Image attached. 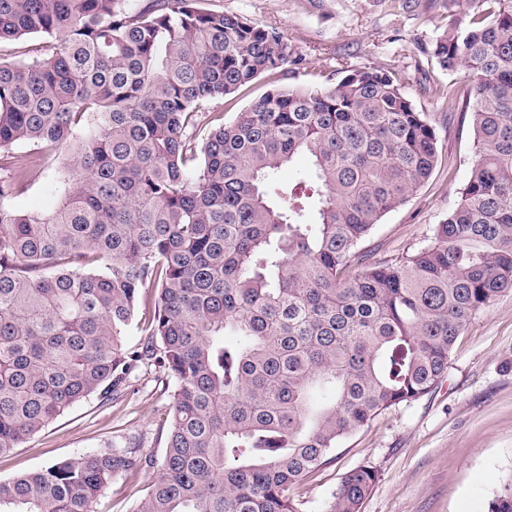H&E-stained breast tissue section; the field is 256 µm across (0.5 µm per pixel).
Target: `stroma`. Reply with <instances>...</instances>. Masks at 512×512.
Instances as JSON below:
<instances>
[{
  "mask_svg": "<svg viewBox=\"0 0 512 512\" xmlns=\"http://www.w3.org/2000/svg\"><path fill=\"white\" fill-rule=\"evenodd\" d=\"M274 27L288 40L291 61L281 73L215 104L232 122L277 87L337 83L336 57L361 67L402 74L404 91L435 129L437 163L430 179L404 206L387 213L361 243L372 260L395 263L430 243L457 201L476 160L468 120L449 117L434 90L452 89L468 101L465 70L442 71L425 53L446 30L478 13L474 0L408 12L398 0H198ZM172 404L154 367L141 368L132 386L100 403L89 397L0 459V479L33 471L85 451L136 443L160 460L162 426ZM378 474L360 512H488L495 494L512 482V292L497 297L457 337L445 378L427 395L384 410L346 439L331 460L306 475L292 495L301 512H323L348 471ZM158 476L150 467L119 476L99 499L97 512H132Z\"/></svg>",
  "mask_w": 512,
  "mask_h": 512,
  "instance_id": "35a3bbf8",
  "label": "stroma"
}]
</instances>
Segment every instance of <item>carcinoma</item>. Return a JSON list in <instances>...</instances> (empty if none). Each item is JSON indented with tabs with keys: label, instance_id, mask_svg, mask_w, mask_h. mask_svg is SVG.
<instances>
[{
	"label": "carcinoma",
	"instance_id": "carcinoma-1",
	"mask_svg": "<svg viewBox=\"0 0 512 512\" xmlns=\"http://www.w3.org/2000/svg\"><path fill=\"white\" fill-rule=\"evenodd\" d=\"M480 2L429 50L471 77L477 159L432 243L389 265L358 246L437 162L395 74L344 62L335 85L270 90L200 138L199 112L288 63L280 31L197 0H0V43L44 38L39 57L0 61V457L158 363L173 402L134 512H299L303 475L433 390L512 289V0ZM299 155L314 182L280 184ZM54 157L58 207L11 208ZM149 464L135 447L66 458L0 480V512H96ZM375 480L350 470L324 512H358ZM489 512H512V484Z\"/></svg>",
	"mask_w": 512,
	"mask_h": 512
}]
</instances>
